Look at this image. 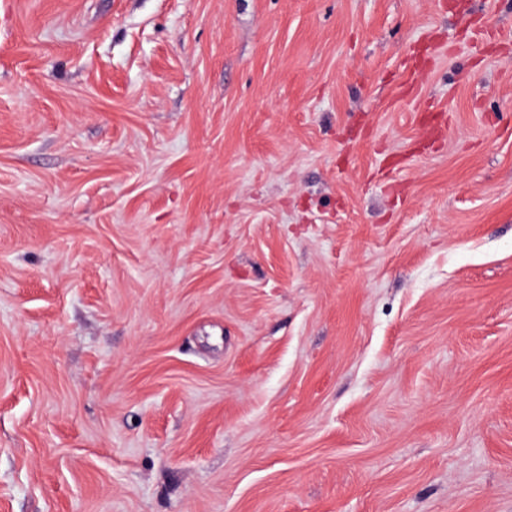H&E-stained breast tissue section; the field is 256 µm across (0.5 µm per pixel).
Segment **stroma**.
I'll use <instances>...</instances> for the list:
<instances>
[{"label": "stroma", "mask_w": 512, "mask_h": 512, "mask_svg": "<svg viewBox=\"0 0 512 512\" xmlns=\"http://www.w3.org/2000/svg\"><path fill=\"white\" fill-rule=\"evenodd\" d=\"M0 512H512V0H0Z\"/></svg>", "instance_id": "35a3bbf8"}]
</instances>
